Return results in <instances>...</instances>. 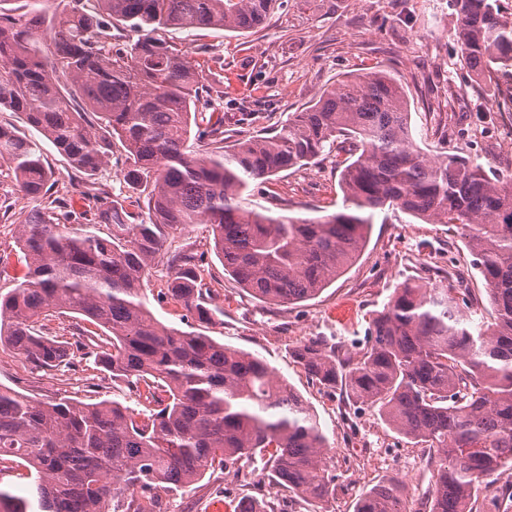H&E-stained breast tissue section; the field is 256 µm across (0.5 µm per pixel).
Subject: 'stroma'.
<instances>
[{"label":"stroma","mask_w":512,"mask_h":512,"mask_svg":"<svg viewBox=\"0 0 512 512\" xmlns=\"http://www.w3.org/2000/svg\"><path fill=\"white\" fill-rule=\"evenodd\" d=\"M451 0H279L270 20L240 34L214 28L169 29L173 49L199 63L203 84L224 93V142L274 131L289 113L311 104L320 89L347 74L384 69L404 84L415 143L425 152L460 150L496 171L512 174V145L497 142L503 116L492 109L487 82L467 73L458 59ZM244 112L256 122H241ZM38 145L56 182L46 198L33 201L19 191L13 174L0 167V251H14L17 228L29 211L60 198L77 213L90 206L87 189L124 199L139 213L142 196L124 179L129 163L122 147L94 179L70 167L46 140ZM349 145L337 142L315 163L253 182L250 203L275 214H331L342 208L337 165ZM166 250L202 256L211 303L223 310L221 325L209 334L224 345L257 355L307 400L329 446L328 473L336 493L327 512H353L356 499L383 480L401 481L410 512H417L430 476L424 450L391 431L368 407H349L341 396L308 378L290 350L317 336H333L345 348L361 347L372 317L401 283L438 282L450 275L476 294L485 282L470 266L461 228L452 224L388 219L374 224L369 242L347 272L317 298L297 304H270L253 298L228 276L213 251L209 225L194 224L171 235ZM45 333L64 338L75 350L68 367L43 372L22 356L0 347V385L40 401L70 397L84 402L117 400L137 407L138 398L121 382L96 369L86 354L82 319L53 316ZM227 473L217 470L178 493H164L170 512H235L242 494L285 499V491L256 475L250 486L225 495Z\"/></svg>","instance_id":"1"}]
</instances>
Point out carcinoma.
Listing matches in <instances>:
<instances>
[{
  "label": "carcinoma",
  "mask_w": 512,
  "mask_h": 512,
  "mask_svg": "<svg viewBox=\"0 0 512 512\" xmlns=\"http://www.w3.org/2000/svg\"><path fill=\"white\" fill-rule=\"evenodd\" d=\"M29 2L19 18L0 11V110L22 115L89 177L119 141L132 162L126 178L148 192L138 224L121 202L94 197L103 235L68 227L72 214L58 206L27 215L15 240L26 272L0 293V347L56 370L69 364V343L43 335L42 321L80 315L109 337L95 363L138 392L143 409L35 402L0 386V474L23 467L33 478L21 493L0 487V512H164L160 489L185 490L217 468L246 477L258 467L309 512H326L336 485L306 401L252 353L161 323L144 279L170 234L207 224L241 287L264 302H305L357 259L377 215L398 212L463 230L493 322L475 323L483 303L468 288L406 282L372 318L360 351L322 336L291 354L311 380L424 445L433 481L424 512H512L511 485L480 499L512 463V175L423 153L404 87L385 70L345 76L272 133L224 145V113L198 112L199 70L163 32H251L277 0H94L51 16L41 0ZM453 6L462 66L489 82L511 71L512 6ZM116 24L137 39L114 53ZM78 100L97 123L75 109ZM341 138L350 142L338 181L343 210L274 216L247 202L251 183L307 165ZM191 139L203 148H189ZM2 163L26 197L42 198L54 182L38 144L0 125ZM166 267L158 299L202 326L221 322L202 260L182 251ZM237 512L275 509L247 497ZM353 512H410L405 488L381 481Z\"/></svg>",
  "instance_id": "obj_1"
}]
</instances>
